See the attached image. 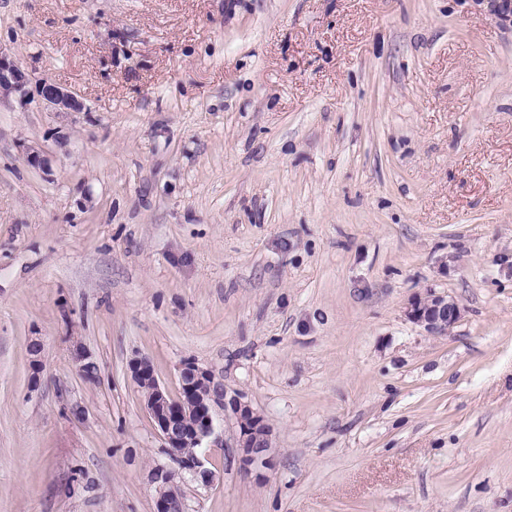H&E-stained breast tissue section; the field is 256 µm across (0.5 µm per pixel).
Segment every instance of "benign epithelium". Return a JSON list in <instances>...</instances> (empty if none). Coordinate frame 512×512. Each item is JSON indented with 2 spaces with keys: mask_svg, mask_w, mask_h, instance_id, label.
I'll list each match as a JSON object with an SVG mask.
<instances>
[{
  "mask_svg": "<svg viewBox=\"0 0 512 512\" xmlns=\"http://www.w3.org/2000/svg\"><path fill=\"white\" fill-rule=\"evenodd\" d=\"M31 76L11 54L0 50V101L17 97L24 100ZM38 96L50 112H80L84 104L68 88L43 80ZM407 318L431 336H444L461 318V306L452 296L427 291L414 297L406 309ZM74 361L83 377L99 380V366L83 346L74 349ZM129 371L139 390L145 411L151 419L163 448L173 466L153 469L155 512H186L182 482L185 477L205 486L216 474L205 463L207 448H232L239 467L259 479L275 465L272 429L265 418L239 392L230 393L224 383L208 369L193 361L178 370V391L173 394L158 379L151 360L136 356L129 361ZM234 422L230 440L218 434V420Z\"/></svg>",
  "mask_w": 512,
  "mask_h": 512,
  "instance_id": "obj_1",
  "label": "benign epithelium"
}]
</instances>
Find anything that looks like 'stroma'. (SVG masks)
Here are the masks:
<instances>
[{
    "mask_svg": "<svg viewBox=\"0 0 512 512\" xmlns=\"http://www.w3.org/2000/svg\"><path fill=\"white\" fill-rule=\"evenodd\" d=\"M0 49L33 79L0 104V512H154L138 355L274 431L187 512H512V0H0ZM430 289L448 335L405 316ZM38 96L44 109L50 112H81L84 104L68 88L48 80L38 84ZM461 314L456 298L432 290L427 291L424 297L415 296L406 309L407 318L431 336L448 335Z\"/></svg>",
    "mask_w": 512,
    "mask_h": 512,
    "instance_id": "stroma-1",
    "label": "stroma"
}]
</instances>
